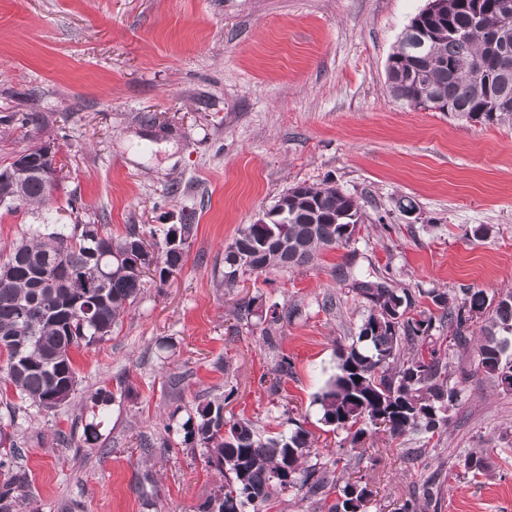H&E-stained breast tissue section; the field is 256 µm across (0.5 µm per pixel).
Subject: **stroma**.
Segmentation results:
<instances>
[{
	"label": "stroma",
	"instance_id": "35a3bbf8",
	"mask_svg": "<svg viewBox=\"0 0 512 512\" xmlns=\"http://www.w3.org/2000/svg\"><path fill=\"white\" fill-rule=\"evenodd\" d=\"M427 3L0 0V167L47 141L59 170L46 207L0 209V249L42 222L116 238L139 224L159 240L184 215L194 222L182 268L147 283L105 341L73 351L68 406L12 418L0 405L35 512H202L223 478L182 425L210 401L265 435L299 422L316 438L310 463L335 459L344 434L313 399L366 314L340 275L348 262L390 271L422 309L432 289L494 301L512 286V126L416 110L387 89L389 57ZM323 183L362 205L353 240L303 271L220 288L238 229L289 188ZM254 297L298 310L274 345L257 316L238 317ZM281 354L291 370L278 379ZM448 364L460 395L442 437H365L351 469L374 491L366 512H396L435 472L437 512H512V391L477 372L474 347H449ZM100 388L114 393L102 412L88 401ZM472 448L488 464L475 480L463 466Z\"/></svg>",
	"mask_w": 512,
	"mask_h": 512
}]
</instances>
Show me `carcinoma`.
<instances>
[{"label": "carcinoma", "mask_w": 512, "mask_h": 512, "mask_svg": "<svg viewBox=\"0 0 512 512\" xmlns=\"http://www.w3.org/2000/svg\"><path fill=\"white\" fill-rule=\"evenodd\" d=\"M512 23V0H447L440 13L421 20L422 28L405 32L390 56L387 76L391 96L416 109H429L421 100L411 74L422 72L431 95L441 104L471 118L512 125V43L492 38L490 27ZM52 190L38 173L23 181L22 198L0 197V209L45 205ZM283 224H245L224 250V287L238 286L247 274L269 269L300 271L313 265L323 250L350 242L347 227L365 223L362 206L328 184L293 188ZM193 233L191 216L172 224L158 248L153 272L160 281L183 266ZM179 235L180 247L171 245ZM143 233L132 226L113 239L98 224H31L25 234L0 254V371L21 403L40 410L67 405L76 391L78 374L72 350L91 346L112 334V326L140 295L145 276L137 267ZM106 258L105 274L94 275L98 257ZM351 288L367 315L350 344L336 342V371L314 402L322 424L346 432L350 447L360 441L366 426L381 428L390 437L410 432L442 435L448 412L460 389L448 381L441 349L432 334L448 327L451 341L467 338L478 319L481 338L476 347L477 371L501 381L512 375V291L488 301L481 290L464 292L461 302L447 305L444 295L431 290L437 311L412 312L407 288L398 289L393 277L378 272L351 274ZM260 314L262 333L271 337L292 315L272 305ZM27 312L34 321L20 320ZM388 315L385 325L373 326L374 314ZM185 442L202 449L205 465L224 475V484L209 496L204 509L222 500V512H268L290 488L314 491L328 484L338 457L328 466H305L315 436L300 425L264 436L249 419H224V405L210 401L183 424ZM17 443L0 427V512H32L26 474L16 470ZM465 471L475 480L484 474L483 449L473 448ZM336 503L328 512H348L353 494L372 496L368 484H335ZM435 492L425 482L422 497L412 496L398 512H429Z\"/></svg>", "instance_id": "carcinoma-1"}]
</instances>
